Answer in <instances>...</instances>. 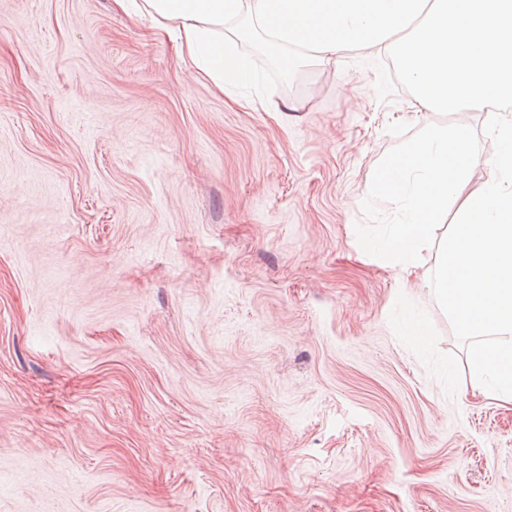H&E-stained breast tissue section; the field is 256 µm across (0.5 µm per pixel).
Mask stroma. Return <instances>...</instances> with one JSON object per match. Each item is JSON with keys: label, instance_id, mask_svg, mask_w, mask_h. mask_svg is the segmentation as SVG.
<instances>
[{"label": "stroma", "instance_id": "35a3bbf8", "mask_svg": "<svg viewBox=\"0 0 512 512\" xmlns=\"http://www.w3.org/2000/svg\"><path fill=\"white\" fill-rule=\"evenodd\" d=\"M237 49L226 94L113 0H0V512H512L437 250L405 278L355 235L391 148L488 112Z\"/></svg>", "mask_w": 512, "mask_h": 512}]
</instances>
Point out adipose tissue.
<instances>
[{
  "label": "adipose tissue",
  "instance_id": "ef3b65f1",
  "mask_svg": "<svg viewBox=\"0 0 512 512\" xmlns=\"http://www.w3.org/2000/svg\"><path fill=\"white\" fill-rule=\"evenodd\" d=\"M173 36L218 88L257 74L237 53L240 34L269 55L382 51L418 104L457 113L512 105V0H114Z\"/></svg>",
  "mask_w": 512,
  "mask_h": 512
}]
</instances>
